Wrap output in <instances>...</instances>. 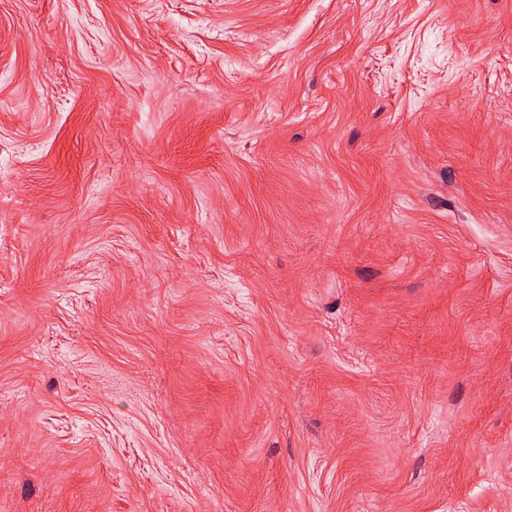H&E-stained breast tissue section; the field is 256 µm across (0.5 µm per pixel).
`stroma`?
Segmentation results:
<instances>
[{"instance_id":"stroma-1","label":"stroma","mask_w":512,"mask_h":512,"mask_svg":"<svg viewBox=\"0 0 512 512\" xmlns=\"http://www.w3.org/2000/svg\"><path fill=\"white\" fill-rule=\"evenodd\" d=\"M0 512H512V0H0Z\"/></svg>"}]
</instances>
